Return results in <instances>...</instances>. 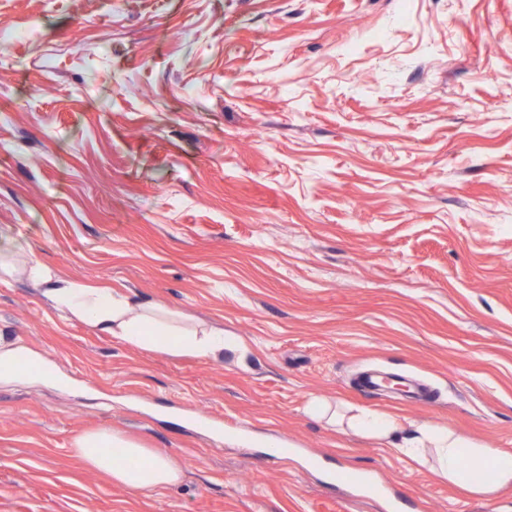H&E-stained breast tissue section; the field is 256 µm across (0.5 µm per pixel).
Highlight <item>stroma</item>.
I'll return each instance as SVG.
<instances>
[{"mask_svg":"<svg viewBox=\"0 0 512 512\" xmlns=\"http://www.w3.org/2000/svg\"><path fill=\"white\" fill-rule=\"evenodd\" d=\"M4 27L0 247L226 344L135 347L0 282V339L68 379L0 377V512H406L341 468L417 512H512L305 412L512 450V0H0ZM97 430L182 480L86 467ZM109 443L118 448L128 460L138 461L139 466L119 463ZM73 454L87 467L103 472L110 478L131 491L145 493L175 485L182 480L184 468L174 458L157 452L140 448L139 445L118 434L100 431L78 437L72 448ZM108 455V456H106Z\"/></svg>","mask_w":512,"mask_h":512,"instance_id":"1","label":"stroma"}]
</instances>
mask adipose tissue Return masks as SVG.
I'll return each instance as SVG.
<instances>
[{"mask_svg": "<svg viewBox=\"0 0 512 512\" xmlns=\"http://www.w3.org/2000/svg\"><path fill=\"white\" fill-rule=\"evenodd\" d=\"M0 278L32 281L61 318L80 321L98 334L136 347L199 356H215L224 350L222 328L205 323L182 324L177 312L160 303L142 300L130 292L81 283L32 257L18 263L12 253L0 251ZM348 426L404 455L431 457L441 479L473 494L488 498L499 489L512 486L511 450H490L430 423L418 426L412 438L401 442L397 439L400 422L392 415L363 413L351 417ZM106 444L120 449L124 462L103 455L101 449ZM73 453L87 467L137 493L177 484L184 474L183 466L174 458L108 431L78 437Z\"/></svg>", "mask_w": 512, "mask_h": 512, "instance_id": "ef3b65f1", "label": "adipose tissue"}]
</instances>
